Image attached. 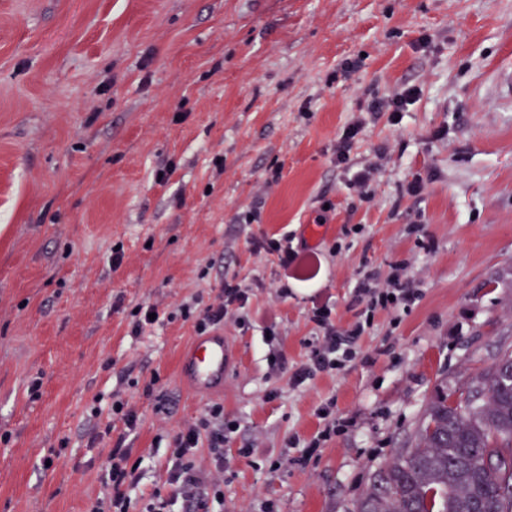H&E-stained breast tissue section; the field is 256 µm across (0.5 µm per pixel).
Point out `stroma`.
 Instances as JSON below:
<instances>
[{
	"label": "stroma",
	"instance_id": "stroma-1",
	"mask_svg": "<svg viewBox=\"0 0 512 512\" xmlns=\"http://www.w3.org/2000/svg\"><path fill=\"white\" fill-rule=\"evenodd\" d=\"M408 85L421 94L401 121L380 113L354 144L355 167L380 166L359 201L336 140ZM416 175L419 199L404 192ZM255 205L260 223H239ZM261 235L318 254L310 286L251 250ZM395 262L423 292L411 312H377L342 372L296 389L271 374L266 324L297 367L314 306L347 326L359 270L383 282ZM227 276L251 287L256 320H225L236 365L198 393L178 371L196 336L178 311ZM140 305L164 319L136 339ZM510 345L512 0H0V512H92L116 392L142 420L125 442L143 459L137 497L220 402L239 425L221 512H358L437 386ZM327 401L353 424L303 455Z\"/></svg>",
	"mask_w": 512,
	"mask_h": 512
}]
</instances>
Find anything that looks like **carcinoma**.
<instances>
[{"instance_id": "cac0c4a2", "label": "carcinoma", "mask_w": 512, "mask_h": 512, "mask_svg": "<svg viewBox=\"0 0 512 512\" xmlns=\"http://www.w3.org/2000/svg\"><path fill=\"white\" fill-rule=\"evenodd\" d=\"M358 512H512V350L454 390L378 472Z\"/></svg>"}]
</instances>
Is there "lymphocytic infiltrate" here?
<instances>
[{
  "label": "lymphocytic infiltrate",
  "instance_id": "f902f5d3",
  "mask_svg": "<svg viewBox=\"0 0 512 512\" xmlns=\"http://www.w3.org/2000/svg\"><path fill=\"white\" fill-rule=\"evenodd\" d=\"M418 95V87L407 86L399 92L373 98L364 105L363 115L356 117L338 136L336 164L350 171L347 186L352 192L365 195L372 178V167L354 169L350 157L357 137L367 124L368 115L387 112L391 117H399ZM250 295V288L236 280L227 279L222 283L215 303L200 311L193 305H183L181 316L192 321L196 332L201 335L223 326L225 317L229 315L234 316L239 327L245 328L250 326L252 320ZM352 295L355 301L365 306L364 320L341 328L336 326L330 307L324 304L315 306L311 319L320 329L321 337L296 369H289L274 328H266L264 340L272 372L290 371L289 382L297 388L312 381L317 373L342 370L353 359L352 346L371 326V317L375 311L406 313L421 298L420 291L413 288L406 268L401 264L394 265L385 287L373 286L364 278L358 281ZM110 412L121 420L124 429L108 454L102 476L107 493L96 502L93 512H198L205 498H221L218 484L197 467L196 457L199 449H207L215 468L220 471L225 468L224 444L236 433L238 424L225 419L222 404H212L194 424L175 436L167 465L166 482L170 491L166 494L155 491L146 500L132 495L133 489L142 479V460L133 456L131 449L124 446L127 435L137 431L139 417L127 403L119 399L113 401Z\"/></svg>",
  "mask_w": 512,
  "mask_h": 512
}]
</instances>
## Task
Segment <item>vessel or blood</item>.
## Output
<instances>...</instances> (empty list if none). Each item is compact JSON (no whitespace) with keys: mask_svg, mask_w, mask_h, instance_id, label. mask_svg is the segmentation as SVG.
Returning a JSON list of instances; mask_svg holds the SVG:
<instances>
[{"mask_svg":"<svg viewBox=\"0 0 512 512\" xmlns=\"http://www.w3.org/2000/svg\"><path fill=\"white\" fill-rule=\"evenodd\" d=\"M232 354L223 334L194 339L180 359V373L192 387L216 392L224 387L231 368Z\"/></svg>","mask_w":512,"mask_h":512,"instance_id":"1","label":"vessel or blood"}]
</instances>
